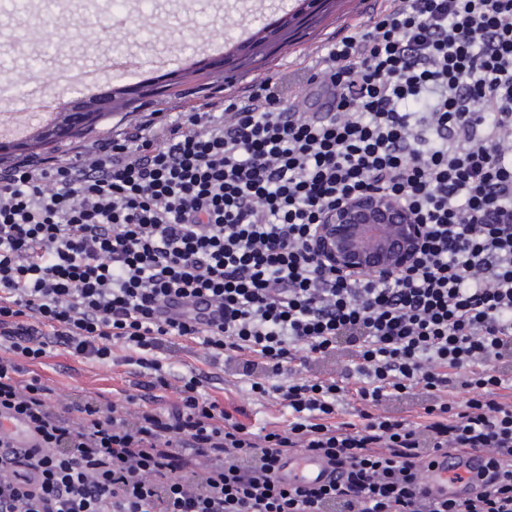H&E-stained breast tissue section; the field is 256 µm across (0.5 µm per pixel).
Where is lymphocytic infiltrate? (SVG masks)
<instances>
[{
    "mask_svg": "<svg viewBox=\"0 0 512 512\" xmlns=\"http://www.w3.org/2000/svg\"><path fill=\"white\" fill-rule=\"evenodd\" d=\"M317 57L323 111L262 79L0 166V416L41 437L0 455V512H512V0H382ZM372 186L426 225L414 265L323 270V210ZM185 340L210 369L175 380ZM118 345L119 401L34 371ZM227 370L287 425L225 409ZM440 451L484 454L473 497L431 494ZM299 453L337 478L284 486Z\"/></svg>",
    "mask_w": 512,
    "mask_h": 512,
    "instance_id": "1",
    "label": "lymphocytic infiltrate"
}]
</instances>
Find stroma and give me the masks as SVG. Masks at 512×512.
Wrapping results in <instances>:
<instances>
[{"label":"stroma","instance_id":"35a3bbf8","mask_svg":"<svg viewBox=\"0 0 512 512\" xmlns=\"http://www.w3.org/2000/svg\"><path fill=\"white\" fill-rule=\"evenodd\" d=\"M271 2L127 0L124 9L116 12L109 0H31L28 11L21 12L12 8L11 0H0V35L9 39L6 49L12 71L32 79L51 74L55 91L61 93L67 92L69 77L78 72L92 71L100 80H108L109 62L119 52L138 56L147 65L166 59V77L174 84L171 93L145 98L132 107L119 97L102 102L108 117L84 134V141L90 142L141 119L143 113L169 106L188 108L212 93L234 92L250 80L312 66L319 45L369 16L368 0H332L309 29L288 38H272V49L260 66L231 73L215 65L207 75L182 70L183 44H190L199 56H208L211 45L239 36L250 27L254 14L268 11ZM37 371L64 391H107L115 400L127 377L125 365H81L62 354L45 359ZM208 391L226 409H245L243 421L253 428L288 422L287 409L275 403L259 404L232 373L219 374Z\"/></svg>","mask_w":512,"mask_h":512}]
</instances>
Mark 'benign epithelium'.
<instances>
[{
  "instance_id": "1",
  "label": "benign epithelium",
  "mask_w": 512,
  "mask_h": 512,
  "mask_svg": "<svg viewBox=\"0 0 512 512\" xmlns=\"http://www.w3.org/2000/svg\"><path fill=\"white\" fill-rule=\"evenodd\" d=\"M423 233L424 225L399 197L371 187L326 210L310 247L340 275L389 279L414 260Z\"/></svg>"
}]
</instances>
